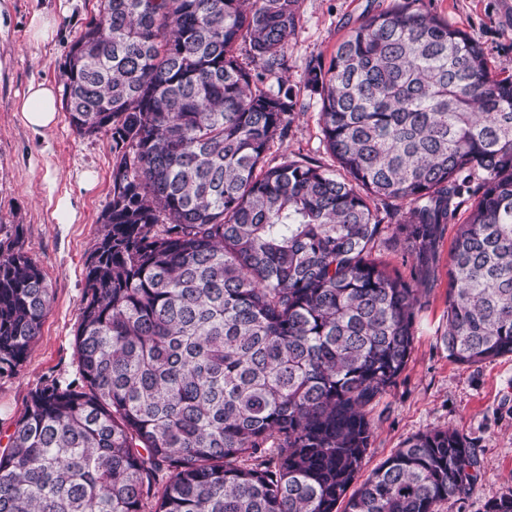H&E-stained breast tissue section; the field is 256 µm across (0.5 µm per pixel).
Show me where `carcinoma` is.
<instances>
[{
    "instance_id": "obj_1",
    "label": "carcinoma",
    "mask_w": 512,
    "mask_h": 512,
    "mask_svg": "<svg viewBox=\"0 0 512 512\" xmlns=\"http://www.w3.org/2000/svg\"><path fill=\"white\" fill-rule=\"evenodd\" d=\"M414 2L306 69L339 178L265 165L296 105L281 74L300 0H100L63 65L70 124L114 153L79 378L31 393L0 448V512H436L472 490L477 456L450 429L358 482L472 192L442 342L461 365L512 355V74ZM396 244L408 280L377 256ZM50 302L20 234L0 239V374ZM485 512H512V490Z\"/></svg>"
}]
</instances>
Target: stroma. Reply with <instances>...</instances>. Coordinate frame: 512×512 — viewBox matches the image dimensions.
I'll use <instances>...</instances> for the list:
<instances>
[{
	"instance_id": "stroma-1",
	"label": "stroma",
	"mask_w": 512,
	"mask_h": 512,
	"mask_svg": "<svg viewBox=\"0 0 512 512\" xmlns=\"http://www.w3.org/2000/svg\"><path fill=\"white\" fill-rule=\"evenodd\" d=\"M394 0H301L288 52V84L300 102L283 140L267 155L269 165L299 160L333 167L319 126L321 101L304 87L309 61L329 62L337 45L367 18ZM100 0H0V230L21 228L22 243L44 274L52 299L41 335L27 360L0 375V446L32 390L50 380L77 377L75 334L80 320L87 259L98 239L99 219L112 199V138L83 136L59 112L56 124L36 133L17 108L30 81L63 91V64ZM423 8L448 19L478 41L493 71L512 72V0H422ZM55 15L52 41L35 44L29 23L35 12ZM76 212L64 222L61 197ZM459 209L448 225L435 278L416 315L414 348L406 368L372 410L375 434L363 468L371 473L418 433L452 428L474 449L478 479L470 494L438 504L437 512H484L485 503L512 489V356L474 366L453 362L441 337L448 314V257Z\"/></svg>"
}]
</instances>
